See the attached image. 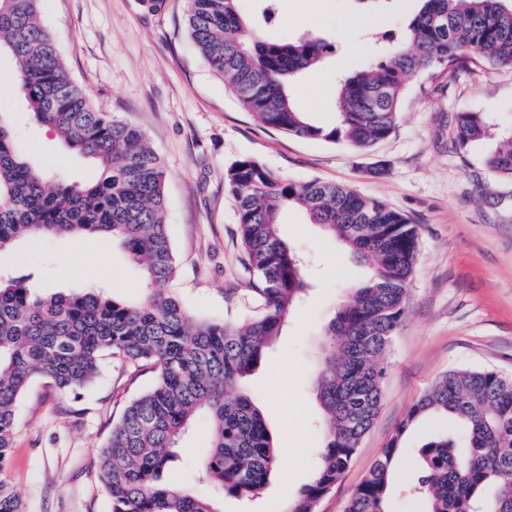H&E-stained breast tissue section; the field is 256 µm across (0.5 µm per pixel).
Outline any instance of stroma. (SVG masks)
I'll return each instance as SVG.
<instances>
[{
  "mask_svg": "<svg viewBox=\"0 0 512 512\" xmlns=\"http://www.w3.org/2000/svg\"><path fill=\"white\" fill-rule=\"evenodd\" d=\"M270 17H263L264 6ZM187 0H165L151 12L142 0H42L45 26L71 76L95 104L139 127L166 171L167 224L177 274L168 288L193 314L240 322L256 317L262 299L244 264L236 206L224 189V169L258 160L298 182L346 185L378 199L419 228V256L405 314L384 359L378 416L349 469L316 512H342L411 407L439 376L455 369L493 370L512 378V179L486 159L512 136V68H493L456 81L413 78L389 138L358 152L342 143L289 135L245 112L199 54L186 24ZM420 0H313L301 13L295 0H242L244 16L273 40L309 36L333 44L320 79L304 73L291 84L299 112L317 125L338 118L339 80L371 56L385 58L407 41ZM483 113L490 134L467 150L453 143L457 110ZM14 138L33 164L51 175L86 181L97 169L36 122L26 103L0 94ZM283 237L304 258L311 283L276 346L245 383L261 409L288 481L271 478L258 497L220 498L219 512H284L312 478L325 422L314 391L321 335L350 288L368 273L351 253L305 214L279 215ZM40 295L89 286L134 302L143 294L139 267L97 235L23 241ZM109 255L100 267L101 255ZM151 371L105 359L89 388L63 393L34 380L18 403L10 459L0 478L19 494L25 512H110L98 479V451L125 404L152 383ZM295 424L282 433L284 418ZM447 420L425 415L405 433L402 477L390 491L389 512H419L413 484L419 448ZM208 429L196 421L183 436L180 459L166 473L191 486Z\"/></svg>",
  "mask_w": 512,
  "mask_h": 512,
  "instance_id": "stroma-1",
  "label": "stroma"
}]
</instances>
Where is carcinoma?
I'll return each instance as SVG.
<instances>
[{
  "label": "carcinoma",
  "instance_id": "obj_1",
  "mask_svg": "<svg viewBox=\"0 0 512 512\" xmlns=\"http://www.w3.org/2000/svg\"><path fill=\"white\" fill-rule=\"evenodd\" d=\"M41 0H0V52L19 69L9 85L37 122L94 161L99 175L80 183L49 176L18 149L0 111V254L22 239L95 234L112 240L141 268L137 303L96 289L33 295L26 255L18 275L0 279V471L13 445L21 396L35 379L73 392L92 385L105 357L146 367L153 384L124 407L98 454L111 512H219L214 502L167 483L178 445L197 414L210 419L199 479L241 500L257 497L279 464L261 409L243 388L266 357L306 289L303 268L282 238L277 216L295 206L337 237L369 277L353 289L325 330L315 376L327 433L321 462L285 512H315L352 463L381 406L382 358L403 317L419 247L418 226L386 203L353 189L278 177L242 158L224 170L246 265L257 279L262 313L233 323L193 316L164 289L176 259L166 224L165 171L145 134L101 110L76 84L41 22ZM409 43L385 61L369 60L337 91L339 117L317 126L296 110L290 81L324 60L322 37L268 41L240 14L239 0H188L187 25L210 69L239 105L262 123L300 137L367 150L394 130L410 80L455 78L486 65L512 67V0H422ZM485 135L480 112L455 113L461 150ZM512 179V136L487 159ZM428 413L454 420L419 449L420 512H512V380L491 370H450L410 409L344 512H386L398 474L400 442ZM0 512H23L0 480Z\"/></svg>",
  "mask_w": 512,
  "mask_h": 512
}]
</instances>
